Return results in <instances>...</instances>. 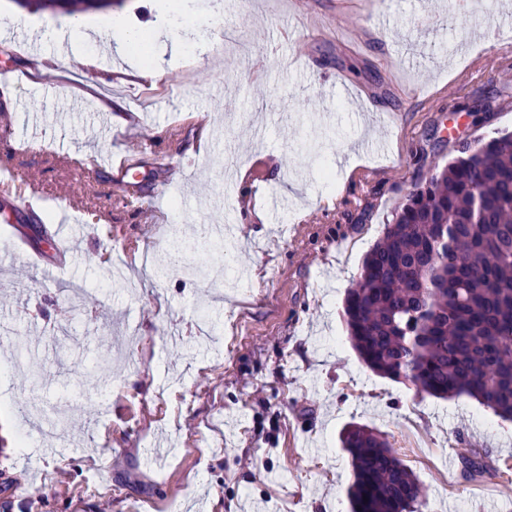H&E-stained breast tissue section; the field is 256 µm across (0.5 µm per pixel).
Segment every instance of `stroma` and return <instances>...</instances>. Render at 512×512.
I'll return each instance as SVG.
<instances>
[{
    "instance_id": "obj_1",
    "label": "stroma",
    "mask_w": 512,
    "mask_h": 512,
    "mask_svg": "<svg viewBox=\"0 0 512 512\" xmlns=\"http://www.w3.org/2000/svg\"><path fill=\"white\" fill-rule=\"evenodd\" d=\"M501 2L462 12L458 0H192L191 49L178 54L151 0H123L155 70L123 79L112 56L90 85L63 75L43 27L15 23V0H0V69L31 76L0 86V168L31 182L54 219L83 218L61 276L98 294L94 310L69 304L22 257L0 271V424L12 431L0 436V512H349L340 438L353 423L421 451L409 467L427 490L423 512H512V472L478 483L454 461L462 436L512 460V421L374 374L342 318L412 183L458 142L512 132V49L493 36ZM343 11L356 30L331 26ZM224 28L253 43L249 57L213 54ZM293 28L308 34L302 48ZM460 39L463 56L451 50ZM35 43L57 59L40 75ZM328 82L354 88L363 109ZM145 87L150 151L99 105ZM69 95L84 111L62 109ZM201 106L247 172L229 198L222 157L194 122ZM369 138L389 146L358 148ZM107 153L140 162L146 209L124 204L108 169L76 164ZM167 183L170 199L156 201ZM226 220L239 227L230 254L198 248L171 266L168 237ZM48 440L57 454H43Z\"/></svg>"
}]
</instances>
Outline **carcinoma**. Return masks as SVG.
I'll list each match as a JSON object with an SVG mask.
<instances>
[{"instance_id":"obj_1","label":"carcinoma","mask_w":512,"mask_h":512,"mask_svg":"<svg viewBox=\"0 0 512 512\" xmlns=\"http://www.w3.org/2000/svg\"><path fill=\"white\" fill-rule=\"evenodd\" d=\"M458 152L414 184L366 253L344 297L347 335L373 373L512 421V133ZM342 444L351 512H421L420 480L382 435L352 425ZM457 457L472 481L503 474L486 450Z\"/></svg>"}]
</instances>
